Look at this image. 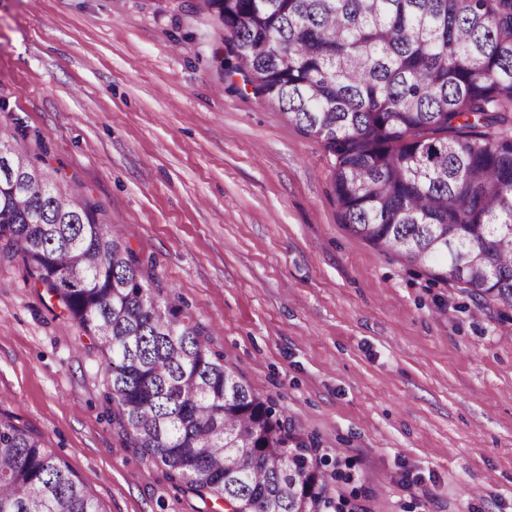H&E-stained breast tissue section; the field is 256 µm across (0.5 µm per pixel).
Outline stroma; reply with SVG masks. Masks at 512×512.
Returning a JSON list of instances; mask_svg holds the SVG:
<instances>
[{
  "instance_id": "35a3bbf8",
  "label": "stroma",
  "mask_w": 512,
  "mask_h": 512,
  "mask_svg": "<svg viewBox=\"0 0 512 512\" xmlns=\"http://www.w3.org/2000/svg\"><path fill=\"white\" fill-rule=\"evenodd\" d=\"M200 0H0V137L96 202L172 304L314 442L338 512H512V311L344 225L334 157ZM100 349L0 260V414L103 512L212 503L120 433Z\"/></svg>"
}]
</instances>
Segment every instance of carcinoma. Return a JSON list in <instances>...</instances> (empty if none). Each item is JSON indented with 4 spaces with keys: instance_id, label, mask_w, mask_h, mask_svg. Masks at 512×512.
Wrapping results in <instances>:
<instances>
[{
    "instance_id": "carcinoma-1",
    "label": "carcinoma",
    "mask_w": 512,
    "mask_h": 512,
    "mask_svg": "<svg viewBox=\"0 0 512 512\" xmlns=\"http://www.w3.org/2000/svg\"><path fill=\"white\" fill-rule=\"evenodd\" d=\"M228 74L335 157L354 235L512 310V0H202ZM0 159L16 253L97 340L120 432L217 508L334 512L311 447L224 360L99 206L27 156ZM490 247L485 269L471 249ZM0 512H104L38 435L0 416Z\"/></svg>"
}]
</instances>
